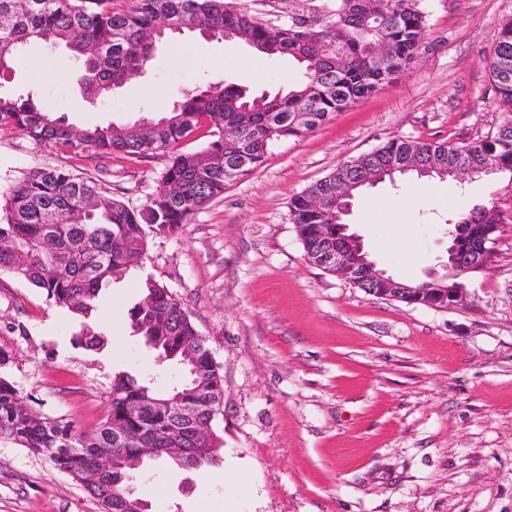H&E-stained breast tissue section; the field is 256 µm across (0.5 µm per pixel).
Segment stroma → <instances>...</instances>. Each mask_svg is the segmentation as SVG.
Listing matches in <instances>:
<instances>
[{"label":"stroma","instance_id":"stroma-1","mask_svg":"<svg viewBox=\"0 0 512 512\" xmlns=\"http://www.w3.org/2000/svg\"><path fill=\"white\" fill-rule=\"evenodd\" d=\"M427 8L428 38L397 80L306 136L273 144L261 168L228 183L174 235L148 237L142 267L103 290L91 320L0 275V373L37 412L85 431L107 417L115 373L180 376L130 329L146 276L189 311L221 366L213 428L224 456L197 471L166 462L137 470L150 512H512V175L385 181L352 204L347 221L370 258L414 282L446 263L447 218L497 203L504 223L492 261L469 277L466 302L448 310L381 299L309 264L290 219L295 195L389 139L462 146L512 118L489 70L512 0ZM254 61L245 46L185 32L132 83L90 105L72 80L78 61L32 47L0 73V87L42 92L78 127L130 125L209 82L275 91L299 76L288 58L265 59L258 73ZM166 162L63 152L0 128V188L63 168L138 208ZM86 326L107 346H77ZM0 512L99 505L45 455L1 441Z\"/></svg>","mask_w":512,"mask_h":512}]
</instances>
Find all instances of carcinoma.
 I'll return each instance as SVG.
<instances>
[{
	"mask_svg": "<svg viewBox=\"0 0 512 512\" xmlns=\"http://www.w3.org/2000/svg\"><path fill=\"white\" fill-rule=\"evenodd\" d=\"M0 0V71L22 61L23 49L42 42L64 48L82 62L75 82L89 103L120 89L144 73L158 43L151 39L160 19L167 32L197 31L234 41L264 58L286 56L302 68L301 77L276 93L254 94L222 81L186 93L154 116L141 119L139 132L128 125L76 127L42 104L34 93L0 91V125L61 150L93 148L128 155L169 156L149 202L140 209L103 195L96 182L70 171L36 170L0 189V274L26 280L47 299L84 318L97 309L112 277L141 265L147 237L174 234L226 185L257 170L275 142L300 138L333 119L356 101L396 80L417 56L429 27L424 0ZM383 39L392 63L378 60L372 45ZM97 55L87 54V47ZM500 107L512 112V19L498 28L490 60ZM307 119L300 120L301 116ZM235 126L239 140H224V127ZM206 130L198 150H177L183 140ZM488 155L497 171L512 174V125L462 147L419 139H391L356 160L339 165L296 195L290 215L305 255L312 258L320 234L336 233V201L345 191L355 196L365 187L364 168L384 176L409 160L419 177L444 179L448 168L476 166ZM443 168L427 170L433 162ZM322 195L330 207L309 208L307 199ZM457 224H501L496 205H479L455 219ZM27 254L18 263L15 251ZM130 328L162 358L176 363L183 377L170 386H154L118 372L110 386V413L91 431L76 429L57 417L35 412L16 385L0 375V440L48 456L53 466L79 482L100 504L101 512H143V502L126 488L133 476L108 469L98 481L86 472L117 446L127 453L144 439L159 448H195L194 456H167L176 467L198 470L219 462L223 440L197 444L183 407L209 399L195 422L212 425L224 400L223 378L211 349L187 310L151 277L129 312ZM88 350L105 338L90 330L77 337ZM140 412L132 416L129 407ZM122 424L123 440L112 444V425Z\"/></svg>",
	"mask_w": 512,
	"mask_h": 512,
	"instance_id": "cac0c4a2",
	"label": "carcinoma"
}]
</instances>
